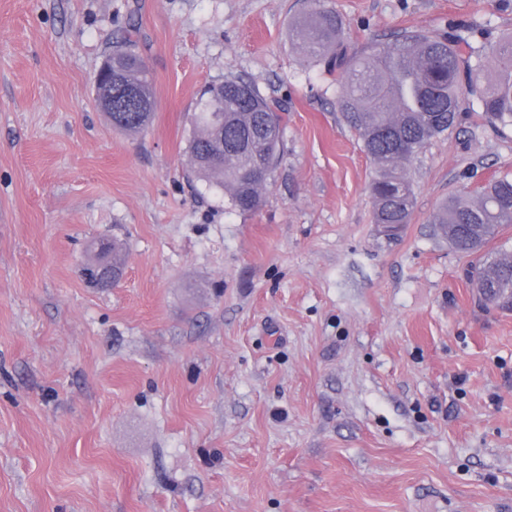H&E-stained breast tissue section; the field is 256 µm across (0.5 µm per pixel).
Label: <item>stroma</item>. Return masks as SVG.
<instances>
[{
	"mask_svg": "<svg viewBox=\"0 0 512 512\" xmlns=\"http://www.w3.org/2000/svg\"><path fill=\"white\" fill-rule=\"evenodd\" d=\"M348 52L512 32V0H329ZM310 0H0V512H512V311L478 305L430 222L512 175L466 102L372 219L340 72L291 37ZM136 31L154 118L94 76ZM241 76L288 110L261 208L188 179V117ZM124 242L93 288V240Z\"/></svg>",
	"mask_w": 512,
	"mask_h": 512,
	"instance_id": "stroma-1",
	"label": "stroma"
}]
</instances>
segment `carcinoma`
<instances>
[{
	"label": "carcinoma",
	"instance_id": "1",
	"mask_svg": "<svg viewBox=\"0 0 512 512\" xmlns=\"http://www.w3.org/2000/svg\"><path fill=\"white\" fill-rule=\"evenodd\" d=\"M344 24L324 0H313L296 30L295 46L304 55L341 71L338 108L358 134L374 164L370 182L373 223L392 228L410 221L415 203L409 164L421 148L457 126L462 101L474 98L486 122L512 128V35L491 44L488 55L475 54L462 65L461 35L414 31L392 43H374L347 53ZM136 40L112 50V89L137 99L117 103L112 126L129 133L152 123V79L134 52ZM285 122L275 107L241 77L210 83L191 117L188 173L208 187L224 191L232 208L255 212L276 169ZM431 223L457 253L471 257V277L482 300L512 310V250L484 249L499 228L512 224V177H498L475 195L448 196ZM86 267L105 262L112 279L124 268L117 240L91 245Z\"/></svg>",
	"mask_w": 512,
	"mask_h": 512
}]
</instances>
